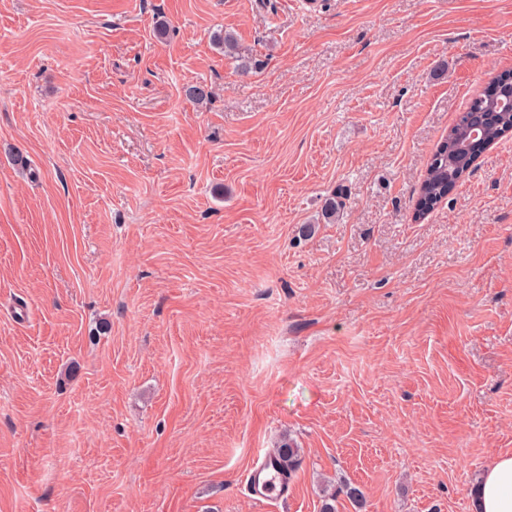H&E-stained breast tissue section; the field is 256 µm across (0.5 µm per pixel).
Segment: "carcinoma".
<instances>
[{
  "mask_svg": "<svg viewBox=\"0 0 512 512\" xmlns=\"http://www.w3.org/2000/svg\"><path fill=\"white\" fill-rule=\"evenodd\" d=\"M512 72L502 73L484 88L468 110L448 131V136L430 157L419 186L416 217L421 218L448 196V191L463 181L474 166L477 156L488 146L512 134ZM274 454L288 479L301 461L300 449L286 438ZM346 497L357 512L365 508L363 490L351 484L324 489L320 512H337L339 497Z\"/></svg>",
  "mask_w": 512,
  "mask_h": 512,
  "instance_id": "cac0c4a2",
  "label": "carcinoma"
}]
</instances>
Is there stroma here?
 <instances>
[{
  "instance_id": "obj_1",
  "label": "stroma",
  "mask_w": 512,
  "mask_h": 512,
  "mask_svg": "<svg viewBox=\"0 0 512 512\" xmlns=\"http://www.w3.org/2000/svg\"><path fill=\"white\" fill-rule=\"evenodd\" d=\"M510 69L512 0H0V512H471L512 452V138L413 214ZM300 451L301 449L297 448L294 441L290 438H285L274 451V454L281 461L282 473L286 480L291 477L300 464ZM247 489L258 501L283 498L288 494V484L281 480L274 460L267 455L263 456L262 461L249 474ZM341 495L350 501L357 512H362L365 508L366 500L363 490L351 484H343L333 489L323 490L320 512H337L336 502Z\"/></svg>"
}]
</instances>
